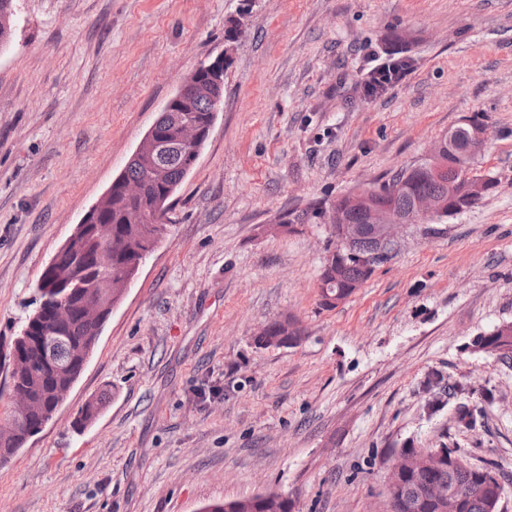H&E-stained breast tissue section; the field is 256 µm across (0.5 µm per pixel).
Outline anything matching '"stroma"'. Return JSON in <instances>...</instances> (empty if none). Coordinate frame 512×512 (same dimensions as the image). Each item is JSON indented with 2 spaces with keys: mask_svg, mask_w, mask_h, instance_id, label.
<instances>
[{
  "mask_svg": "<svg viewBox=\"0 0 512 512\" xmlns=\"http://www.w3.org/2000/svg\"><path fill=\"white\" fill-rule=\"evenodd\" d=\"M0 48V345L40 275L167 100L230 54L224 98L169 233L43 430L0 462V512H201L278 493L292 512H384L403 448L491 467L512 512V362L474 352L512 323V0H15ZM243 20L227 43V20ZM405 36L416 69L355 83ZM468 117L496 179L439 234L407 228L322 306L326 224L269 226L423 158ZM287 317L296 347L257 345ZM105 396L84 430L74 420ZM483 409L457 427L460 405Z\"/></svg>",
  "mask_w": 512,
  "mask_h": 512,
  "instance_id": "35a3bbf8",
  "label": "stroma"
}]
</instances>
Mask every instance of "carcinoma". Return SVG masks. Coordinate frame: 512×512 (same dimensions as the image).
<instances>
[{
  "label": "carcinoma",
  "instance_id": "1",
  "mask_svg": "<svg viewBox=\"0 0 512 512\" xmlns=\"http://www.w3.org/2000/svg\"><path fill=\"white\" fill-rule=\"evenodd\" d=\"M13 4L14 0H0V47L9 44L13 37ZM417 63V58L409 53V50L403 46L402 39L398 37L388 50L385 62L368 70L361 79L359 87L363 95L368 98L380 97L393 84L413 71ZM193 106V118L197 121L206 120L213 107L212 94L198 90L194 95ZM163 143L164 147L149 159L132 155L123 171L125 179L142 184V197L130 201L124 197L121 189L117 188L96 217L95 223L112 225V284L114 285L119 281V274L134 258L136 250H145L153 243L154 225L126 222V214L129 210L152 208L155 200L163 192L161 187L147 177L149 166L156 165L163 168L168 181L178 185L187 175V168L192 165L189 153L175 141L165 139ZM445 162L448 164V175L443 178L433 177L424 161L400 170L392 178L399 189L394 193L372 196L371 204L383 206L397 215H402L412 209L414 198L418 195L430 196L439 203H448L451 194L463 188V184L458 182L459 165L462 161L457 155L452 154L445 157ZM322 207L323 203L317 202L301 213H284L278 217V220L279 223L288 225V231L292 232L294 225L306 224L318 218ZM60 274L70 277L67 291L72 318L62 328L56 343L49 348V356L55 363L78 372L81 364L76 361L74 351L94 335V327L78 316L79 305L84 299L80 283L102 281L100 265L94 252L84 246L78 257L70 254L63 256ZM370 276L371 273L362 266L347 264L339 274L337 289L349 296ZM45 297L46 294L43 293L39 299L35 300V309L32 312V315L37 317V321L31 323L28 336L34 343L51 326L53 304L45 300ZM474 346L478 350L512 359V324L498 327L491 335L475 341ZM17 351L33 361V372L21 380V385L28 387V391L32 394L35 410L19 425L12 448L5 452L0 450V457L14 455L44 425V422L52 419L54 405L63 390V382L45 372L35 347L23 344L17 348ZM479 472L480 469L470 467L464 461L442 471L422 470L410 474L404 480L403 492L414 505L413 512H440L439 506L429 500L431 488L436 484H442L451 489L465 487L475 481ZM247 509L251 512H292V503L288 499L281 500L278 494H271L257 504L242 505L244 512ZM461 512H491L489 499L484 495L469 497L464 501Z\"/></svg>",
  "mask_w": 512,
  "mask_h": 512
}]
</instances>
